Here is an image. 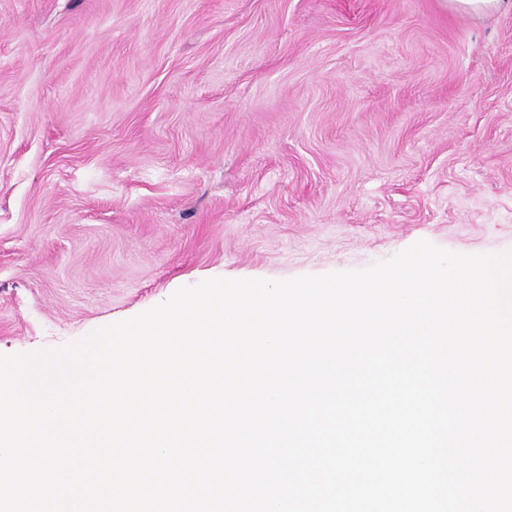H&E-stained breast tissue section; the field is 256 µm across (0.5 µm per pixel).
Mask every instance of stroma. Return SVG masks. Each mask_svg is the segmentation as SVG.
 Returning a JSON list of instances; mask_svg holds the SVG:
<instances>
[{
  "label": "stroma",
  "mask_w": 512,
  "mask_h": 512,
  "mask_svg": "<svg viewBox=\"0 0 512 512\" xmlns=\"http://www.w3.org/2000/svg\"><path fill=\"white\" fill-rule=\"evenodd\" d=\"M420 240L512 249V8L0 0V354Z\"/></svg>",
  "instance_id": "35a3bbf8"
}]
</instances>
